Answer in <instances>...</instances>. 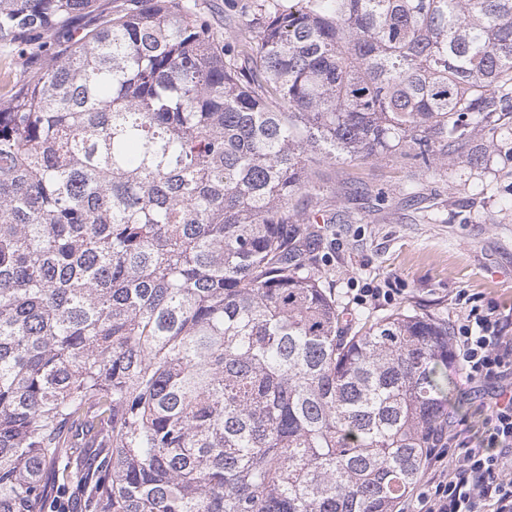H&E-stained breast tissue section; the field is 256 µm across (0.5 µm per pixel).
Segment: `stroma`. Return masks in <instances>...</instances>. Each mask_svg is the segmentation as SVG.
Returning <instances> with one entry per match:
<instances>
[{
    "label": "stroma",
    "instance_id": "obj_1",
    "mask_svg": "<svg viewBox=\"0 0 512 512\" xmlns=\"http://www.w3.org/2000/svg\"><path fill=\"white\" fill-rule=\"evenodd\" d=\"M215 32L231 40L244 20L286 0H197ZM497 146L484 135L427 169L411 153L313 166V204L333 216L319 249L322 273L346 318H380L409 308L455 322L465 291L494 302L512 319V116L499 123ZM484 162L473 167L472 151ZM393 282L390 304H357L367 285Z\"/></svg>",
    "mask_w": 512,
    "mask_h": 512
}]
</instances>
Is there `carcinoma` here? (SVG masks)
Listing matches in <instances>:
<instances>
[{
	"label": "carcinoma",
	"mask_w": 512,
	"mask_h": 512,
	"mask_svg": "<svg viewBox=\"0 0 512 512\" xmlns=\"http://www.w3.org/2000/svg\"><path fill=\"white\" fill-rule=\"evenodd\" d=\"M95 0H0V44ZM512 113V0H128L0 97V512H397L448 322L344 320L316 160L430 168ZM104 439L107 457L87 455ZM198 8L215 32L231 41L245 19L259 18L265 12L287 6L285 0H197Z\"/></svg>",
	"instance_id": "carcinoma-1"
}]
</instances>
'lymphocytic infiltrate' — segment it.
Returning <instances> with one entry per match:
<instances>
[{
  "mask_svg": "<svg viewBox=\"0 0 512 512\" xmlns=\"http://www.w3.org/2000/svg\"><path fill=\"white\" fill-rule=\"evenodd\" d=\"M451 345L464 383L487 388L480 431L449 421L430 451L414 512H512V329L493 303L467 293Z\"/></svg>",
  "mask_w": 512,
  "mask_h": 512,
  "instance_id": "lymphocytic-infiltrate-1",
  "label": "lymphocytic infiltrate"
}]
</instances>
